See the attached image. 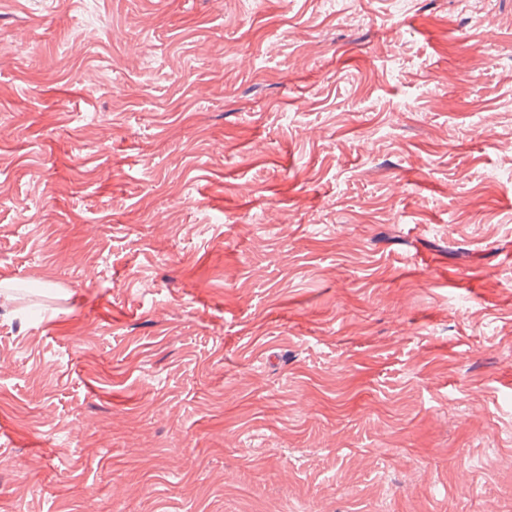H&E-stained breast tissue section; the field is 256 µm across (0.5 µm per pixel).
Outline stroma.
Here are the masks:
<instances>
[{
    "instance_id": "35a3bbf8",
    "label": "stroma",
    "mask_w": 512,
    "mask_h": 512,
    "mask_svg": "<svg viewBox=\"0 0 512 512\" xmlns=\"http://www.w3.org/2000/svg\"><path fill=\"white\" fill-rule=\"evenodd\" d=\"M512 0H0V512H512Z\"/></svg>"
}]
</instances>
